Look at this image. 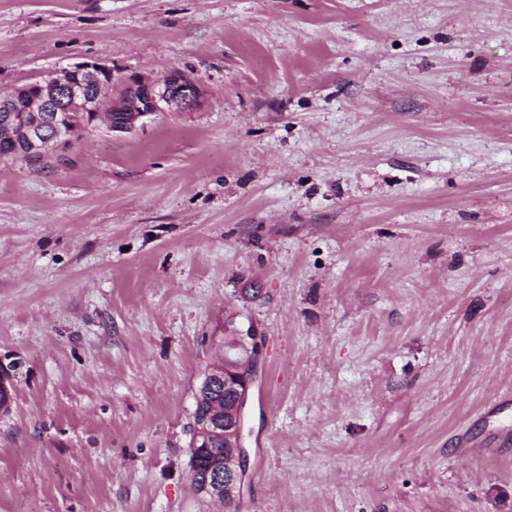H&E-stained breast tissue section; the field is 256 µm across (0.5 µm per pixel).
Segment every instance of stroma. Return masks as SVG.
<instances>
[{"instance_id":"obj_1","label":"stroma","mask_w":512,"mask_h":512,"mask_svg":"<svg viewBox=\"0 0 512 512\" xmlns=\"http://www.w3.org/2000/svg\"><path fill=\"white\" fill-rule=\"evenodd\" d=\"M197 109L0 161V512H512V0H0V94ZM249 483L195 490L226 322ZM117 83L120 89L114 93ZM87 84L97 86L99 93L84 97L81 89ZM30 86L32 90L24 101L25 85L18 89L15 99L23 105L15 103L17 110L10 106L14 99L1 95L0 127L4 130L2 146L10 147V154H23L32 160L63 155L94 122L105 124L112 132L129 133L160 112H181L188 105L198 108L204 96L200 82L181 72H169L159 78L136 76L116 80L111 67L98 62L77 64ZM59 104L65 105L66 112H60ZM50 112H60L64 122L78 118L73 112L82 113V118L79 123L65 127ZM112 112H123V119L104 121L105 114Z\"/></svg>"}]
</instances>
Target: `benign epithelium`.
Listing matches in <instances>:
<instances>
[{
	"instance_id": "1",
	"label": "benign epithelium",
	"mask_w": 512,
	"mask_h": 512,
	"mask_svg": "<svg viewBox=\"0 0 512 512\" xmlns=\"http://www.w3.org/2000/svg\"><path fill=\"white\" fill-rule=\"evenodd\" d=\"M87 84L98 87L99 93L84 97L81 89ZM30 86L23 104L15 109L14 99L0 97V108L10 111L0 128L4 130L3 147L33 160L66 153L94 122L105 123L112 132L129 133L161 112H181L189 105L198 108L204 96L200 82L181 72L118 81L112 67L98 62L77 64ZM60 104L68 112L82 113L81 120L69 127L59 125L51 113L59 111ZM234 335L233 349L238 355L232 358L228 350H222L205 370L197 393L201 401L203 395L220 389L224 399L211 402L205 416L193 424L190 441L193 456L212 449L217 437L224 441L221 465L201 488V492L221 500L240 495L248 474L246 408L263 351L262 337L253 327L236 328Z\"/></svg>"
}]
</instances>
